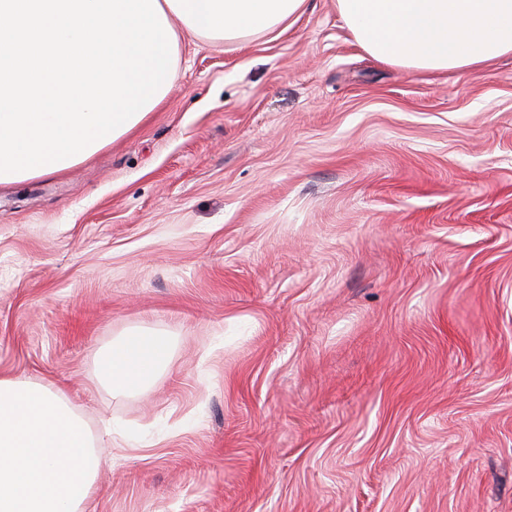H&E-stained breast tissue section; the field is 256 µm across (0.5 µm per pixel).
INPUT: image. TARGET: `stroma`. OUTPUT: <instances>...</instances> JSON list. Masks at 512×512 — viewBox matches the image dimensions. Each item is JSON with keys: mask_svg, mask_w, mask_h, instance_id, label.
Segmentation results:
<instances>
[{"mask_svg": "<svg viewBox=\"0 0 512 512\" xmlns=\"http://www.w3.org/2000/svg\"><path fill=\"white\" fill-rule=\"evenodd\" d=\"M0 376L101 439L88 512H512V54L379 63L336 0L181 34L143 123L0 185ZM126 336L100 357L101 376L113 392L146 388L171 357L168 340L155 330L145 328Z\"/></svg>", "mask_w": 512, "mask_h": 512, "instance_id": "obj_1", "label": "stroma"}]
</instances>
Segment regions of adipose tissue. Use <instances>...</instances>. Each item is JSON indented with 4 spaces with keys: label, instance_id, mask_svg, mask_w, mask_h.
Masks as SVG:
<instances>
[{
    "label": "adipose tissue",
    "instance_id": "adipose-tissue-1",
    "mask_svg": "<svg viewBox=\"0 0 512 512\" xmlns=\"http://www.w3.org/2000/svg\"><path fill=\"white\" fill-rule=\"evenodd\" d=\"M168 20L213 43L280 35L307 0H158ZM373 58L408 70L463 69L512 53V0H336ZM162 334L142 329L100 357L112 390L149 386L170 361ZM104 458L83 417L48 386L0 377V512H85Z\"/></svg>",
    "mask_w": 512,
    "mask_h": 512
}]
</instances>
